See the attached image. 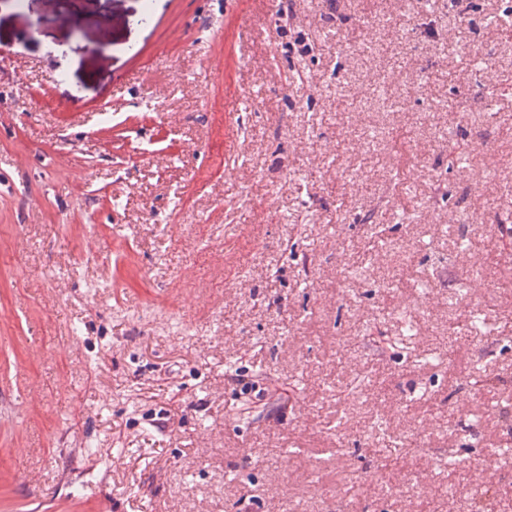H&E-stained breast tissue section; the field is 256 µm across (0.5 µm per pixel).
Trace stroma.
Wrapping results in <instances>:
<instances>
[{"label":"stroma","mask_w":512,"mask_h":512,"mask_svg":"<svg viewBox=\"0 0 512 512\" xmlns=\"http://www.w3.org/2000/svg\"><path fill=\"white\" fill-rule=\"evenodd\" d=\"M511 10L71 0L38 30L0 0V512H423L449 455L512 476V90L472 63L512 74ZM389 436L421 450L388 482Z\"/></svg>","instance_id":"stroma-1"}]
</instances>
